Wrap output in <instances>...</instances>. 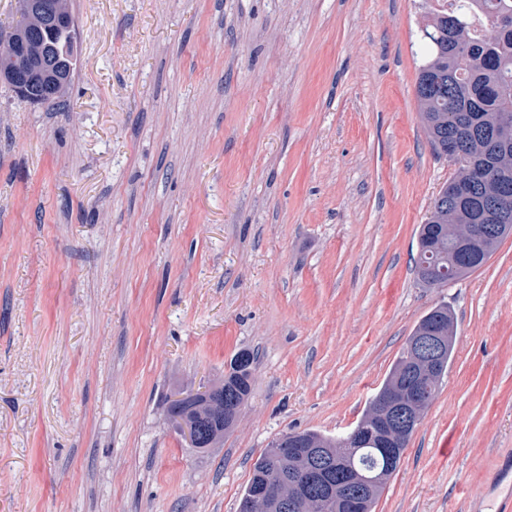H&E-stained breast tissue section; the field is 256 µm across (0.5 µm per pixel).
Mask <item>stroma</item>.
<instances>
[{
	"instance_id": "1",
	"label": "stroma",
	"mask_w": 512,
	"mask_h": 512,
	"mask_svg": "<svg viewBox=\"0 0 512 512\" xmlns=\"http://www.w3.org/2000/svg\"><path fill=\"white\" fill-rule=\"evenodd\" d=\"M60 106L0 85V512H237L282 434L364 415L421 318L451 363L373 512H512V236L444 288L455 165L415 86L421 0H68ZM253 353L218 447L170 402Z\"/></svg>"
}]
</instances>
